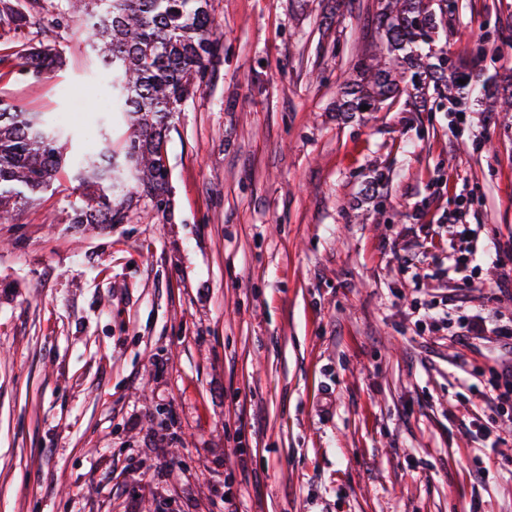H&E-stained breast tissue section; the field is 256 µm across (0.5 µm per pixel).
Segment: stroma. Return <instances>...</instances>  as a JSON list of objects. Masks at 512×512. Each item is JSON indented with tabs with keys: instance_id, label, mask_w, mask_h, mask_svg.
Returning a JSON list of instances; mask_svg holds the SVG:
<instances>
[{
	"instance_id": "obj_1",
	"label": "stroma",
	"mask_w": 512,
	"mask_h": 512,
	"mask_svg": "<svg viewBox=\"0 0 512 512\" xmlns=\"http://www.w3.org/2000/svg\"><path fill=\"white\" fill-rule=\"evenodd\" d=\"M0 96L101 135L111 98L81 10L8 0ZM219 42L173 116L165 210L76 224L74 171L0 224V512H512V421L479 397L495 346L437 312L512 315V0H451L424 54L473 70L337 110L378 0H210ZM61 71L22 74L34 47ZM474 230L450 268L449 217ZM505 439L497 451L489 437ZM483 468V479L473 476Z\"/></svg>"
}]
</instances>
